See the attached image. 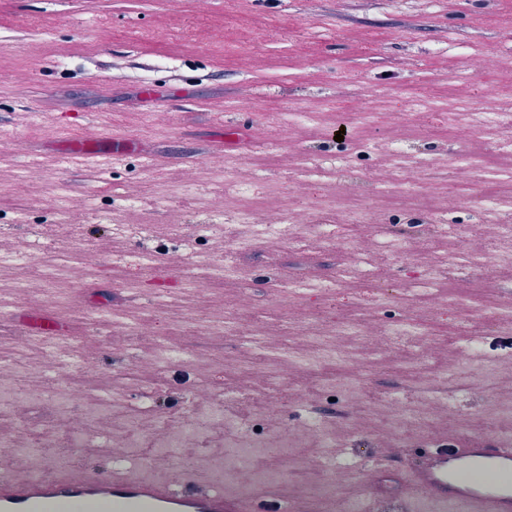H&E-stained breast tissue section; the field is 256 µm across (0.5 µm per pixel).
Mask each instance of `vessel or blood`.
<instances>
[{
  "label": "vessel or blood",
  "instance_id": "vessel-or-blood-1",
  "mask_svg": "<svg viewBox=\"0 0 512 512\" xmlns=\"http://www.w3.org/2000/svg\"><path fill=\"white\" fill-rule=\"evenodd\" d=\"M69 150L87 161L119 158L126 141L104 148L72 141ZM385 471L401 470L405 479L425 492L438 507L455 512H512V442L495 439L476 448L444 445L418 453L403 465L388 463ZM197 474L170 488L160 481L127 473L81 480L27 478L0 481V512H267V502L224 496L206 490Z\"/></svg>",
  "mask_w": 512,
  "mask_h": 512
}]
</instances>
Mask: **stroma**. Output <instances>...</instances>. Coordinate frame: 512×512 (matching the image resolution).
<instances>
[{
	"label": "stroma",
	"instance_id": "stroma-1",
	"mask_svg": "<svg viewBox=\"0 0 512 512\" xmlns=\"http://www.w3.org/2000/svg\"><path fill=\"white\" fill-rule=\"evenodd\" d=\"M500 59L481 70L482 62ZM157 90L148 98L143 86ZM414 95L440 110L493 103L512 113V0H0V227L17 220L66 245L82 236L86 249L105 264L111 284L59 278L45 298L37 264L0 270V290L15 281L31 284L32 312L67 320L62 343L86 352L98 342L100 356L85 368H71L41 382L38 404L15 407L12 445L0 447V463L17 479L27 478L30 459L20 454L24 427L45 421L57 433L99 437L100 446L80 449L73 468L50 475L78 479L90 472L126 470L131 458L124 439L101 423L87 424L82 407L58 415L51 390L91 373L96 394L114 389V358L153 364L144 386L160 390L170 425L186 421L178 396L205 365L214 390L246 394L235 408L240 430L273 441L287 439L296 468L279 487L289 504L312 512H345L346 501H370L371 512H392L394 502L414 507L424 494L403 479L381 481L368 457L410 458L414 449L459 444L474 447L512 434V335H478L499 305L512 303V243L494 240L491 225L468 223V200L449 197L445 181L429 192L425 208L453 209L464 220L461 237L397 230L406 238L401 260L384 252L379 225L388 223L390 200L374 203L371 223L350 224L353 205L336 178L307 176L303 164H323L337 150L352 152L367 173L392 180L386 150L418 142L421 117L392 123L387 113ZM359 101L372 118L337 140V104ZM313 113L312 121H289L288 113ZM239 123L234 146L225 127ZM129 141L117 162L74 161L68 140ZM434 158L447 165L452 151L480 155L485 168L477 180L487 198H512V186L497 180L512 169V154L499 153L494 140H459L452 126L440 127L430 142ZM223 162L224 176L208 168ZM232 182L271 184L258 220L288 217L294 209L307 221L291 225L292 240L255 236L240 223V204L225 193ZM65 188L74 224L52 229L56 188ZM204 191L224 207L221 230L198 236L195 194ZM344 225L365 263L333 298L291 297L285 281L327 279L351 256L329 249L321 224ZM127 224L144 233L124 232ZM486 249L492 263L476 274L452 258L460 240ZM166 245L185 261L182 271H140L129 257L143 248ZM233 251L236 272L206 291H184L194 263ZM436 270L429 296L418 295L422 274ZM175 295L160 308L157 296ZM456 305H449V298ZM124 307L126 325L103 321L90 326L86 307ZM237 318L242 330L261 326L269 343L302 346L310 328L343 353L316 371L279 366L281 389L298 394L296 404L265 411L270 396L266 373L249 346L237 338L210 335L205 317ZM424 322L426 336L409 344L386 334L402 316ZM360 320L363 332L342 336L339 323ZM138 326L132 338L129 326ZM163 343L189 354L188 380L176 368L156 366L152 332ZM447 391L434 389L444 373ZM419 405L425 424H394L395 409ZM331 407L336 465L323 467L318 439L308 427L316 408ZM224 432L186 440L181 453L190 472L207 471L224 454Z\"/></svg>",
	"mask_w": 512,
	"mask_h": 512
}]
</instances>
